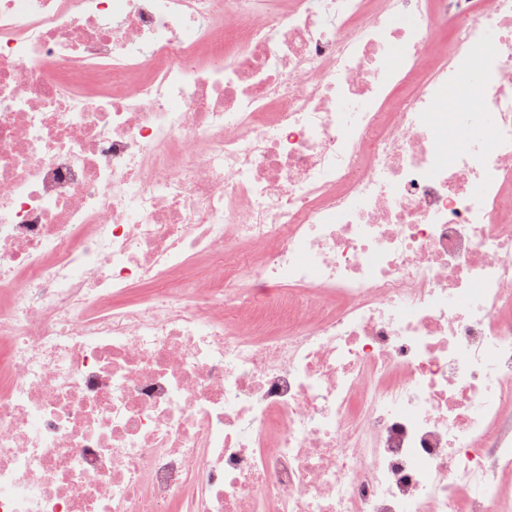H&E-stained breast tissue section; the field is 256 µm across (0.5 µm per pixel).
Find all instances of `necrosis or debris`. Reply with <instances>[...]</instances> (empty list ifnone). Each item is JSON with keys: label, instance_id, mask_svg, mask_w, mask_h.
Returning a JSON list of instances; mask_svg holds the SVG:
<instances>
[{"label": "necrosis or debris", "instance_id": "1", "mask_svg": "<svg viewBox=\"0 0 512 512\" xmlns=\"http://www.w3.org/2000/svg\"><path fill=\"white\" fill-rule=\"evenodd\" d=\"M0 293V512H512V0H0Z\"/></svg>", "mask_w": 512, "mask_h": 512}]
</instances>
